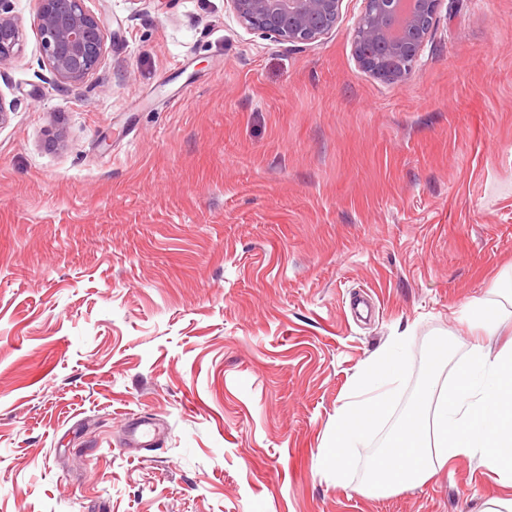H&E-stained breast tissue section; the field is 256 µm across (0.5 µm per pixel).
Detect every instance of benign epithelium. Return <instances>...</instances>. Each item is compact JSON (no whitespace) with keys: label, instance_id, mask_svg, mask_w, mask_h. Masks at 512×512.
Masks as SVG:
<instances>
[{"label":"benign epithelium","instance_id":"benign-epithelium-1","mask_svg":"<svg viewBox=\"0 0 512 512\" xmlns=\"http://www.w3.org/2000/svg\"><path fill=\"white\" fill-rule=\"evenodd\" d=\"M238 21L278 43L311 45L332 31L343 0H225ZM444 0H364L353 34L360 68L397 82L419 59ZM41 62L58 85L92 76L106 52L102 20L85 0H36ZM23 48V27L13 0H0V66Z\"/></svg>","mask_w":512,"mask_h":512}]
</instances>
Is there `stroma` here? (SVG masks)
Returning <instances> with one entry per match:
<instances>
[{"mask_svg": "<svg viewBox=\"0 0 512 512\" xmlns=\"http://www.w3.org/2000/svg\"><path fill=\"white\" fill-rule=\"evenodd\" d=\"M112 34L56 85L35 0L0 67V512H481L480 455L364 491L426 355L512 338V0H444L412 71L363 72V0L294 47L225 0H85ZM398 399L349 483L322 449L396 339ZM137 420L157 444L131 447ZM469 324L478 335H493L501 325L499 314L482 300H474L467 309Z\"/></svg>", "mask_w": 512, "mask_h": 512, "instance_id": "obj_1", "label": "stroma"}]
</instances>
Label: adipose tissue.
<instances>
[{"mask_svg":"<svg viewBox=\"0 0 512 512\" xmlns=\"http://www.w3.org/2000/svg\"><path fill=\"white\" fill-rule=\"evenodd\" d=\"M399 344L372 355L357 373L336 425L325 441L326 470L346 482L356 448L377 432L400 388ZM480 453L504 484L512 486V345L497 354L472 345L461 376L443 386L435 401L417 406L372 465L370 490L420 485L444 464Z\"/></svg>","mask_w":512,"mask_h":512,"instance_id":"obj_1","label":"adipose tissue"}]
</instances>
